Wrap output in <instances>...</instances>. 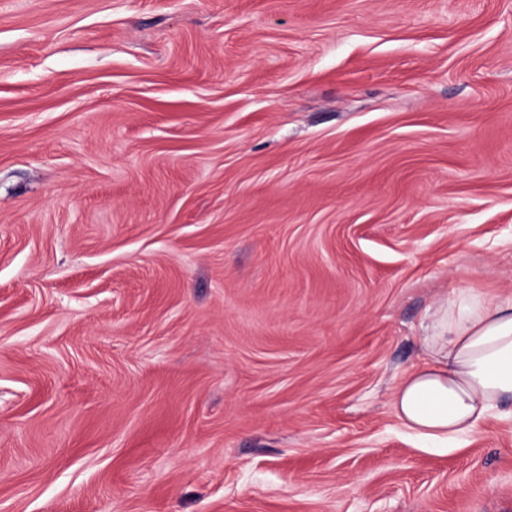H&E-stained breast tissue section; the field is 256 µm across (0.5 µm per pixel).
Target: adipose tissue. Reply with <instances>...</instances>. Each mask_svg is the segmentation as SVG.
I'll return each mask as SVG.
<instances>
[{
  "label": "adipose tissue",
  "mask_w": 512,
  "mask_h": 512,
  "mask_svg": "<svg viewBox=\"0 0 512 512\" xmlns=\"http://www.w3.org/2000/svg\"><path fill=\"white\" fill-rule=\"evenodd\" d=\"M424 359L393 388L403 427L430 440L472 434L512 402V294L464 289L434 307Z\"/></svg>",
  "instance_id": "obj_1"
}]
</instances>
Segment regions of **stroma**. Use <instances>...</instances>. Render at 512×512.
<instances>
[{
    "label": "stroma",
    "mask_w": 512,
    "mask_h": 512,
    "mask_svg": "<svg viewBox=\"0 0 512 512\" xmlns=\"http://www.w3.org/2000/svg\"><path fill=\"white\" fill-rule=\"evenodd\" d=\"M461 288L512 0H0V512H512L389 401Z\"/></svg>",
    "instance_id": "1"
}]
</instances>
